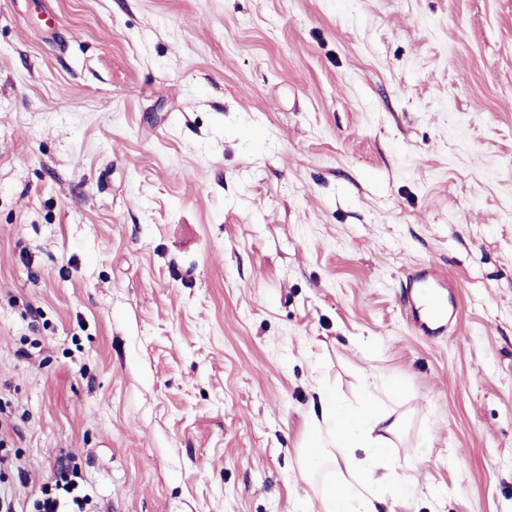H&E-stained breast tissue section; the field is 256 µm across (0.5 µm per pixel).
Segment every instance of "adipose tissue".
Here are the masks:
<instances>
[{"mask_svg": "<svg viewBox=\"0 0 512 512\" xmlns=\"http://www.w3.org/2000/svg\"><path fill=\"white\" fill-rule=\"evenodd\" d=\"M318 402V414L309 417L312 436L299 450L302 477L325 472L323 512H379L385 485L375 471L393 474L400 466L389 453L399 417L370 400L359 408L341 404L324 390Z\"/></svg>", "mask_w": 512, "mask_h": 512, "instance_id": "obj_1", "label": "adipose tissue"}]
</instances>
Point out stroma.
<instances>
[{"label": "stroma", "instance_id": "stroma-1", "mask_svg": "<svg viewBox=\"0 0 512 512\" xmlns=\"http://www.w3.org/2000/svg\"><path fill=\"white\" fill-rule=\"evenodd\" d=\"M372 373L391 512H512V0H0V500L321 512ZM415 282V299L413 301L416 329L421 336H439L448 327V295L444 289L451 288L445 276L434 270L419 274ZM54 486L56 490H62L67 497H69L72 510L69 512H88L86 506L89 504L86 495H80L78 484L74 482L69 475L61 470L58 472L54 479Z\"/></svg>", "mask_w": 512, "mask_h": 512}]
</instances>
